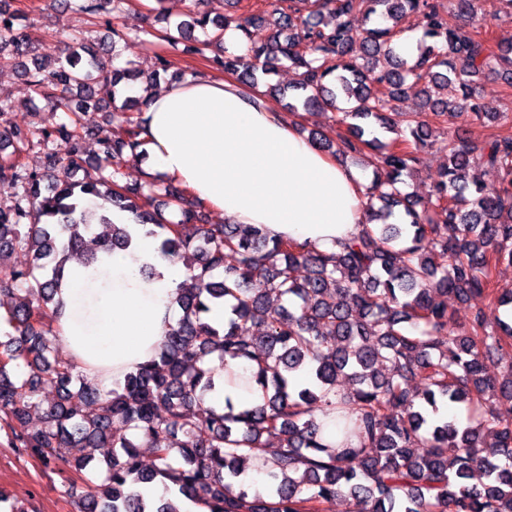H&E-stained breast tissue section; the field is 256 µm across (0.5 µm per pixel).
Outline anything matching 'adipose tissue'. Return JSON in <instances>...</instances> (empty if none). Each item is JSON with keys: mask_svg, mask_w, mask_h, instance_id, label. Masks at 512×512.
<instances>
[{"mask_svg": "<svg viewBox=\"0 0 512 512\" xmlns=\"http://www.w3.org/2000/svg\"><path fill=\"white\" fill-rule=\"evenodd\" d=\"M142 113L152 172L232 223L261 224L271 238L329 252L365 230L367 180L300 136L262 87L201 74L147 94ZM129 233L126 250L91 266L69 263L59 292L67 355L104 373L109 387L157 354L182 314L177 288L189 275L183 262L159 255L148 227L133 224ZM229 368L242 383L216 377L206 405H262L250 380L256 363Z\"/></svg>", "mask_w": 512, "mask_h": 512, "instance_id": "adipose-tissue-1", "label": "adipose tissue"}]
</instances>
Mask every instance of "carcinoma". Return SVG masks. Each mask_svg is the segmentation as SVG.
<instances>
[{
	"mask_svg": "<svg viewBox=\"0 0 512 512\" xmlns=\"http://www.w3.org/2000/svg\"><path fill=\"white\" fill-rule=\"evenodd\" d=\"M125 0H51L64 10L97 15L102 4L121 10ZM255 12L227 13L217 21L192 0L191 20L165 32L176 50L204 55L189 44L195 28L212 26L206 45L222 46L224 30L239 29L243 54L224 50L212 62L243 81L288 66L297 74L289 88L267 85V93L289 99L286 107L342 112L346 133L334 143L312 138L329 154L374 152L367 212L371 229L340 244L338 252L311 251L271 240L257 224L200 223L183 187L165 188L156 204L154 184H120L119 163L145 144V127L131 113L142 101L124 87L148 79L179 81L167 60L146 74L127 61L116 42L64 45L57 62L43 66L33 54L22 17L0 7V60L27 78L49 111L73 115L112 104L114 127L99 139L94 163L83 157L77 120L41 130L44 140L70 144L66 155L47 152L40 172L20 173L21 154L33 147L32 133L0 122V144L13 145L0 158V184L21 190L26 201L0 207V252L28 251L26 268L0 269V295L24 288L36 297L7 317L9 340L0 341V431L20 455L37 458L58 476L75 512H177L165 499L148 502L140 485L160 480L166 491L207 502L211 512H322L338 497H351L366 512H512V364L497 377L490 357L512 342V289L494 297L493 313L477 309L462 323L448 314V297L466 301L489 289L492 268L512 265V134L482 146L448 138L447 164L426 198L400 188L418 153L432 137L429 116L459 108L476 122L489 113L475 94V78L495 74L512 86V45L489 47L488 38L459 24L482 10L481 0H263ZM418 21L421 37L414 62L394 43L401 19ZM259 23L271 26L265 41L254 38ZM310 53L294 52L297 42ZM456 86L457 101L437 99L432 89ZM420 87L421 110L401 127L391 103ZM353 103L341 111L339 103ZM394 134L384 142L378 131ZM480 162L502 173L489 191L468 182ZM91 166L94 174H71ZM112 205L85 207L88 197ZM179 210L177 221L161 207ZM134 224H151L165 257H183L191 284L180 289L182 317L167 333L157 357L105 388L57 349L53 327L61 314L57 298L66 263L86 265L97 251L129 246L127 226L112 222V209ZM109 226L98 250H83L93 217ZM237 265L224 267L225 254ZM299 265L311 275L299 279ZM224 301L229 315L219 330L205 321L210 304ZM264 327L260 336L238 335V322ZM249 361L265 392L264 404L237 414L205 405L215 383L206 363ZM306 370L310 382H291ZM56 390L43 406L39 393ZM464 403L478 415L460 425L438 418L439 405ZM42 425L30 427L32 415ZM336 419V444L324 441L326 419ZM150 444L151 467L142 464L136 438ZM273 450L280 473L268 474V494H251L239 480L245 463ZM426 447L418 454V444ZM112 447L111 457L79 459L69 448ZM485 476L471 485V473Z\"/></svg>",
	"mask_w": 512,
	"mask_h": 512,
	"instance_id": "1",
	"label": "carcinoma"
}]
</instances>
